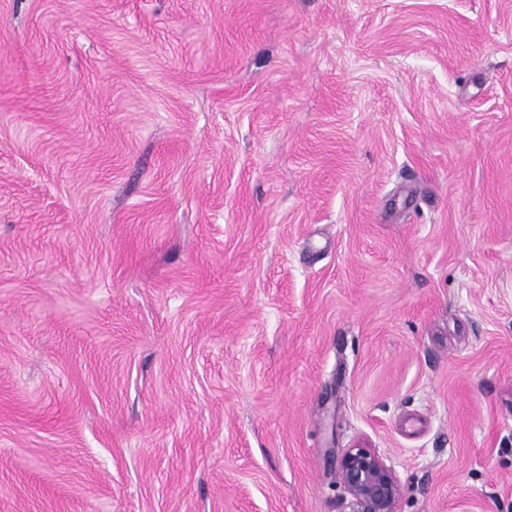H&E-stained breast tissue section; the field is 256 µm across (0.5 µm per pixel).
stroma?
I'll return each instance as SVG.
<instances>
[{
	"instance_id": "stroma-1",
	"label": "stroma",
	"mask_w": 512,
	"mask_h": 512,
	"mask_svg": "<svg viewBox=\"0 0 512 512\" xmlns=\"http://www.w3.org/2000/svg\"><path fill=\"white\" fill-rule=\"evenodd\" d=\"M512 512V0H0V512ZM338 477L345 492V512H398L402 485L383 457L363 443L346 448Z\"/></svg>"
}]
</instances>
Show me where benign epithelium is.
Listing matches in <instances>:
<instances>
[{"label":"benign epithelium","instance_id":"benign-epithelium-1","mask_svg":"<svg viewBox=\"0 0 512 512\" xmlns=\"http://www.w3.org/2000/svg\"><path fill=\"white\" fill-rule=\"evenodd\" d=\"M338 477L345 492L346 512H398L401 482L376 449L363 443L346 449Z\"/></svg>","mask_w":512,"mask_h":512}]
</instances>
